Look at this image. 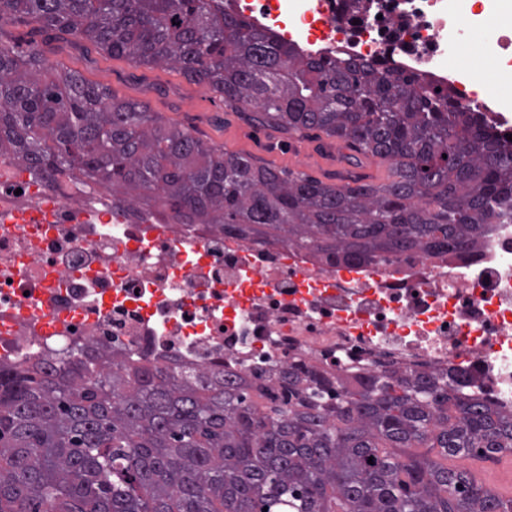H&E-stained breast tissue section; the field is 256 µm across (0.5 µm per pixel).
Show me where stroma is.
<instances>
[{
    "instance_id": "1",
    "label": "stroma",
    "mask_w": 512,
    "mask_h": 512,
    "mask_svg": "<svg viewBox=\"0 0 512 512\" xmlns=\"http://www.w3.org/2000/svg\"><path fill=\"white\" fill-rule=\"evenodd\" d=\"M61 62L88 80L109 86L117 97L147 102L151 111L225 151L250 155L328 183L336 180L340 168L336 141L323 146L315 139H286L270 128L250 125L226 108L207 83L188 81L167 67L138 66L125 58L105 59L93 51L62 57ZM454 66L467 72L469 84L481 85L512 111V83L507 80L512 74V52L501 53L494 37L471 47L468 55L455 59Z\"/></svg>"
}]
</instances>
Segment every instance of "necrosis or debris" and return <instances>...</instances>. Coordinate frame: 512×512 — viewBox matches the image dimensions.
I'll return each instance as SVG.
<instances>
[{
	"mask_svg": "<svg viewBox=\"0 0 512 512\" xmlns=\"http://www.w3.org/2000/svg\"><path fill=\"white\" fill-rule=\"evenodd\" d=\"M234 11L307 54L341 53L428 77L488 112L448 65L476 36L441 0H233ZM184 370L276 383L291 365L340 374L451 369L512 408V224L468 250L327 260L177 224L67 176L0 157V362L110 344Z\"/></svg>",
	"mask_w": 512,
	"mask_h": 512,
	"instance_id": "1",
	"label": "necrosis or debris"
}]
</instances>
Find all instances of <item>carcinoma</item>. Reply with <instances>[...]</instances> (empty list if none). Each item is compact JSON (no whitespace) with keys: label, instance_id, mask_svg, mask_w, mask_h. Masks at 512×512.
<instances>
[{"label":"carcinoma","instance_id":"carcinoma-1","mask_svg":"<svg viewBox=\"0 0 512 512\" xmlns=\"http://www.w3.org/2000/svg\"><path fill=\"white\" fill-rule=\"evenodd\" d=\"M17 16L43 34L22 50L0 28V155L21 165L110 183L181 224L358 262L474 247L512 224V141L446 87L305 55L224 0H0V22ZM87 43L206 81L253 124L346 142L344 184L165 132L146 103L78 72L36 78ZM363 155L388 163L385 183L358 173ZM411 448L495 461L512 453V410L452 369L296 367L254 387L93 345L0 364V512H512V498Z\"/></svg>","mask_w":512,"mask_h":512}]
</instances>
